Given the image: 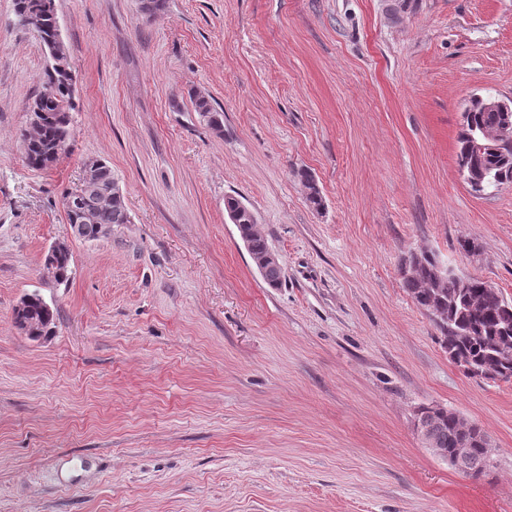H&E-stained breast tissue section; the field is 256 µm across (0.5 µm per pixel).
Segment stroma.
Instances as JSON below:
<instances>
[{
  "label": "stroma",
  "instance_id": "1",
  "mask_svg": "<svg viewBox=\"0 0 512 512\" xmlns=\"http://www.w3.org/2000/svg\"><path fill=\"white\" fill-rule=\"evenodd\" d=\"M54 4L72 151L37 170L49 61L0 0V512H512V381L466 375L401 275L429 251L512 301V183L475 194L456 159L468 100L512 98V0ZM88 158L129 211L95 240L62 205ZM31 293L56 312L39 340L12 322ZM431 405L491 436L483 475L422 446ZM227 213H233L236 217V226L240 236L247 246L250 256H257L268 249V245L262 235L254 231L252 211L236 197L228 196L224 200ZM258 271L263 274L266 265H280L279 259L270 249L262 256L254 260ZM50 251V250H49ZM48 251V259L50 260L51 267L53 269L54 279L58 283H66L70 280L72 269H71V252L68 247L60 249L55 254L49 255ZM46 257V258H47Z\"/></svg>",
  "mask_w": 512,
  "mask_h": 512
}]
</instances>
